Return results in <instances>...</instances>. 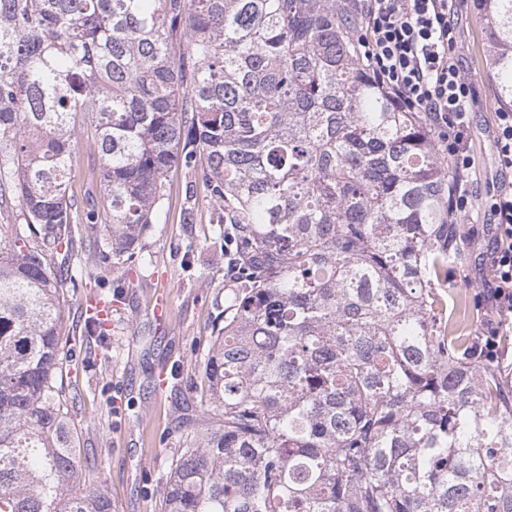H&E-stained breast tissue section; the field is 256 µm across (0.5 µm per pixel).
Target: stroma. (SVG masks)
<instances>
[{
    "mask_svg": "<svg viewBox=\"0 0 512 512\" xmlns=\"http://www.w3.org/2000/svg\"><path fill=\"white\" fill-rule=\"evenodd\" d=\"M457 58L475 82L479 102L472 120L471 150L475 166L468 175L472 188L488 191L500 183L493 151L495 114L502 109L491 64L492 49L482 13L469 11L458 21ZM91 129L79 131L71 181L75 194L99 184L100 159L92 147ZM170 204L161 220L141 239L146 266L142 272L109 274L120 295L112 310L105 346H92L74 358L65 378L68 417L81 448V483L85 489L105 487L112 512H166L164 483L173 459L193 432L215 427L218 418L201 403L196 390L201 355L224 312V298L234 279L215 243L212 206L200 180L184 170L169 177ZM192 207L193 223L182 221L183 207ZM454 246L466 257L448 270L438 291L449 305L476 302L493 279L489 250L495 238L480 209L457 224ZM194 251H187L188 241ZM102 235L84 238L77 262L83 270L76 284L65 285L61 336L72 342L83 332V303L99 293L96 265ZM165 293L171 315L156 326L147 314L154 295ZM176 372L165 389L156 386L160 370Z\"/></svg>",
    "mask_w": 512,
    "mask_h": 512,
    "instance_id": "stroma-1",
    "label": "stroma"
}]
</instances>
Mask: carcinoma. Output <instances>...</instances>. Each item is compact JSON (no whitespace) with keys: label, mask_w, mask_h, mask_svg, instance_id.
<instances>
[{"label":"carcinoma","mask_w":512,"mask_h":512,"mask_svg":"<svg viewBox=\"0 0 512 512\" xmlns=\"http://www.w3.org/2000/svg\"><path fill=\"white\" fill-rule=\"evenodd\" d=\"M512 104V0H481ZM350 0H0V512H112L80 490L60 345L79 237L144 262L176 167L237 286L203 355L221 426L169 512H512V364L435 283L453 171L360 62ZM99 191L71 193L77 130Z\"/></svg>","instance_id":"obj_1"}]
</instances>
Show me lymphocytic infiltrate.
<instances>
[{
	"instance_id": "f902f5d3",
	"label": "lymphocytic infiltrate",
	"mask_w": 512,
	"mask_h": 512,
	"mask_svg": "<svg viewBox=\"0 0 512 512\" xmlns=\"http://www.w3.org/2000/svg\"><path fill=\"white\" fill-rule=\"evenodd\" d=\"M361 18L362 61L400 104L428 117L441 153L458 175L448 193L455 215L481 205L495 226L489 258L494 277L487 287L498 324L512 323V185L498 187L475 202L463 178L475 164L471 116L478 102L474 83L455 57L456 21L469 0H356Z\"/></svg>"
}]
</instances>
